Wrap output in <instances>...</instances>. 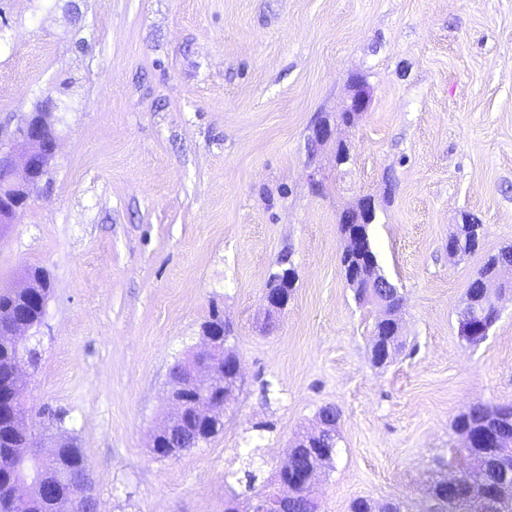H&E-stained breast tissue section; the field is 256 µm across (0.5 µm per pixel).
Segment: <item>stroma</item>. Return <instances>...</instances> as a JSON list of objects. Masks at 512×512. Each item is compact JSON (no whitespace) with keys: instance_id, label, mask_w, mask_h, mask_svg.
I'll return each instance as SVG.
<instances>
[{"instance_id":"obj_1","label":"stroma","mask_w":512,"mask_h":512,"mask_svg":"<svg viewBox=\"0 0 512 512\" xmlns=\"http://www.w3.org/2000/svg\"><path fill=\"white\" fill-rule=\"evenodd\" d=\"M0 0V128L45 94L61 134L48 182L0 236V287L43 268L53 286L30 377L54 440L83 448L100 512H224L270 481L320 407L341 411L321 512L358 496L417 512L454 421L512 402V296L486 340L457 312L488 254L512 244V0ZM362 78L371 104L312 139ZM350 152L336 162V143ZM372 197L370 236L399 287L405 345L369 357L377 318L341 266L343 210ZM484 226L448 254L454 225ZM296 283L267 317L269 276ZM243 385L224 430L153 454L176 357L212 312Z\"/></svg>"}]
</instances>
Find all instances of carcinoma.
<instances>
[{"mask_svg": "<svg viewBox=\"0 0 512 512\" xmlns=\"http://www.w3.org/2000/svg\"><path fill=\"white\" fill-rule=\"evenodd\" d=\"M472 224H457L449 234L453 242L467 256L475 252L480 241L472 237ZM512 266V246L504 247L489 256L477 270L476 276L484 277L499 267ZM34 287L23 292L11 288H0V317L7 320L19 318L33 321L41 311L37 305L38 292L51 287L43 270H31ZM374 293L387 301L392 313H398L402 296L397 288H376ZM387 343L403 347L402 337L394 335V329L384 323H377L372 330ZM16 346L0 332V512H57L59 502L67 500L72 512H94V501L89 494V466L83 449L71 442H63L49 455L38 458L35 467L39 473L51 478L56 484V494L48 498L36 494L28 506H20L11 499L12 486L7 484L10 477L25 479L32 474L33 465L19 460V448H32L40 443L42 435L28 429L33 419L32 411L26 405V389L13 380ZM457 434L467 443L465 450L479 456L485 449L475 442L485 430H493L512 444V403L480 405L462 413L454 423ZM224 429V419H216L205 429H197V420L191 411H186L180 424L178 438L181 442L169 446L164 443L162 454L176 456L179 453L208 442ZM505 478L512 480V447L501 449L499 464L493 467H479L476 472L463 479L458 485L436 481L430 494L438 501L422 505L419 512H469L471 501L482 499L484 512H512V503L504 505L489 496L492 489ZM288 512H320L316 497L297 490L290 502ZM350 512H403V502L392 500L378 506L373 500L357 497L351 501Z\"/></svg>", "mask_w": 512, "mask_h": 512, "instance_id": "carcinoma-1", "label": "carcinoma"}]
</instances>
